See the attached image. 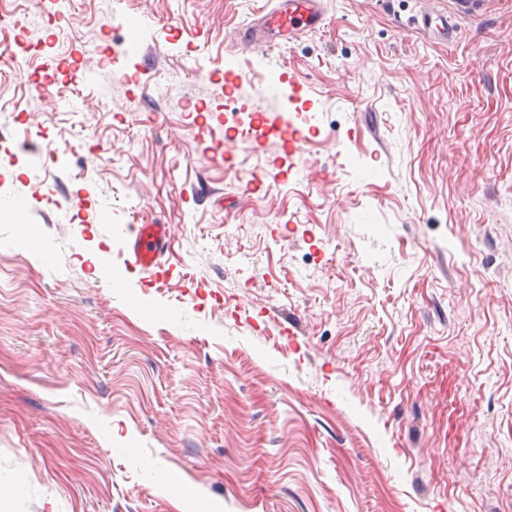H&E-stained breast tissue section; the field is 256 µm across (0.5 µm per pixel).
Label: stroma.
I'll return each mask as SVG.
<instances>
[{
  "label": "stroma",
  "mask_w": 512,
  "mask_h": 512,
  "mask_svg": "<svg viewBox=\"0 0 512 512\" xmlns=\"http://www.w3.org/2000/svg\"><path fill=\"white\" fill-rule=\"evenodd\" d=\"M271 6L74 0L52 24L13 0L37 50L0 70L13 512H180L174 471L224 512H512V0L451 45L404 25L455 0H325L246 55ZM101 51L137 82L74 81ZM254 110L300 142L273 125L216 162ZM135 224L169 225L162 275L130 263Z\"/></svg>",
  "instance_id": "stroma-1"
}]
</instances>
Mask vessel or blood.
I'll return each instance as SVG.
<instances>
[{
    "label": "vessel or blood",
    "instance_id": "1",
    "mask_svg": "<svg viewBox=\"0 0 512 512\" xmlns=\"http://www.w3.org/2000/svg\"><path fill=\"white\" fill-rule=\"evenodd\" d=\"M325 13L321 0H277L262 18L260 29L254 30L244 49L255 52L263 49L262 31L274 28L291 36L300 35L323 24ZM170 237L165 224L137 225L128 241V253L136 266L150 275L161 272V255Z\"/></svg>",
    "mask_w": 512,
    "mask_h": 512
}]
</instances>
